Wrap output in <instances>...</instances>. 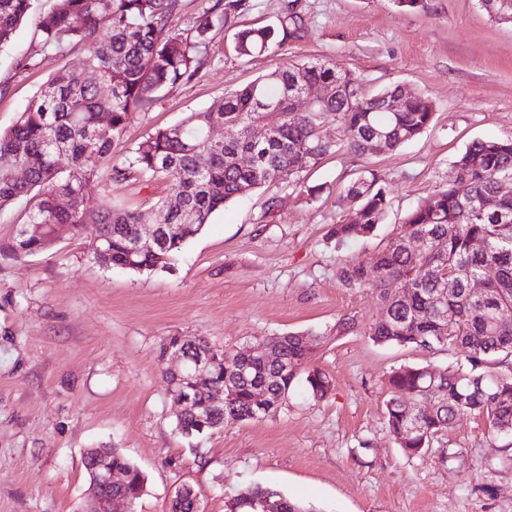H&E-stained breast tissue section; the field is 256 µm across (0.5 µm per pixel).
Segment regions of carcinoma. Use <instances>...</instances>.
Segmentation results:
<instances>
[{"label": "carcinoma", "mask_w": 512, "mask_h": 512, "mask_svg": "<svg viewBox=\"0 0 512 512\" xmlns=\"http://www.w3.org/2000/svg\"><path fill=\"white\" fill-rule=\"evenodd\" d=\"M180 0H56L43 16L37 35L41 51L84 54V66L98 73L111 87L100 94L97 86L71 69H61L40 89L16 122L0 130V209L20 198L31 203L27 223L43 225L38 237L15 233L0 243V251L15 258L46 249L57 224L71 225L79 236L87 225L96 226L94 248L105 253L100 265L130 271L168 267L183 245L196 235L210 216L224 206L266 184L295 180L323 157L344 147L353 155L372 151L374 139L385 137L395 150L421 135L432 123L431 99L416 96L397 112L384 106L394 85L365 97L351 73L320 61L287 62L232 92L209 108L189 113L180 123L158 128L114 161L113 148L125 132L132 112H149L160 94L189 83L208 55L211 31L246 13L251 0H215L203 19L187 34L171 26ZM34 0H0V48L11 42ZM276 31L247 28L238 33L235 50L242 57L266 51ZM323 83L332 95L307 112L296 111L294 93ZM109 117L100 125V116ZM331 118L342 128L343 139H326L322 121ZM228 121L237 136L212 143L205 130L212 122ZM270 126L272 135L255 141L248 130L257 122ZM247 155L251 162L239 164ZM69 167L60 166L61 158ZM26 170L23 180L13 172ZM108 174L125 179L132 174L145 181L172 182V195L160 198L155 208L165 213L166 229L156 252L131 257L130 242L138 232L136 213L105 203L86 207L84 187ZM67 205H57L60 197ZM357 200V219L335 224L330 235L339 241L376 231L391 198L378 175L366 170L346 190ZM492 198L496 206L483 207ZM428 238V247L411 254L405 242ZM481 242L483 248L475 243ZM496 268L479 294L470 282ZM347 288H366L381 300L380 317L365 328L377 344H397L446 351L456 356L453 369L403 366L388 378L385 419L399 446L421 457L432 440L460 415L486 418L495 431L512 435V136L472 142L456 160L448 184L412 210L400 231L365 265L348 260L337 270ZM400 281L410 289L405 296L392 289ZM326 336L288 333L265 342L298 371L280 373L274 362L245 346L220 351L197 339L191 354L209 350L219 357L212 384L224 388V406L211 408L209 396L186 388L168 391L175 430L192 437L223 422L236 424L259 418L252 391L264 387L273 409L288 399L298 377L307 391L324 398L331 390L329 376L314 365ZM112 466L125 472L121 487L100 489L103 495L138 502L146 478L118 448ZM276 503V512H311L276 490L246 488L226 502V512H262V504Z\"/></svg>", "instance_id": "cac0c4a2"}]
</instances>
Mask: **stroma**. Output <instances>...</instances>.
<instances>
[{"instance_id":"1","label":"stroma","mask_w":512,"mask_h":512,"mask_svg":"<svg viewBox=\"0 0 512 512\" xmlns=\"http://www.w3.org/2000/svg\"><path fill=\"white\" fill-rule=\"evenodd\" d=\"M250 11L213 31L205 65L166 91L149 112L130 114L116 155L156 128L179 123L280 63L319 59L357 77L363 94L399 84L430 97V127L399 149L338 151L301 175L225 205L170 268H104L92 255L94 227L36 255L0 256V512H78L88 478L86 449L121 448L145 474L137 512H169L182 485L201 512H225L243 487L278 490L314 512H512V435L478 415L459 417L424 457H409L385 422L387 378L404 365L446 368L440 350L374 343L365 333L333 336L336 321L381 313L368 290L344 288L336 271L368 260L396 236L406 214L448 181L453 161L476 139L512 133V23L491 19L478 0H252ZM37 0L13 44L0 51V129L10 127L61 67L79 53L41 54ZM277 35L251 57L238 31ZM372 169L392 197L376 232L345 242L329 235L348 218V185ZM316 187L307 195V187ZM170 181H94L101 200L154 224L153 204ZM317 333L315 363L332 391L304 384L276 412L187 440L175 432L161 360L168 337L203 338L223 351L269 336Z\"/></svg>"}]
</instances>
